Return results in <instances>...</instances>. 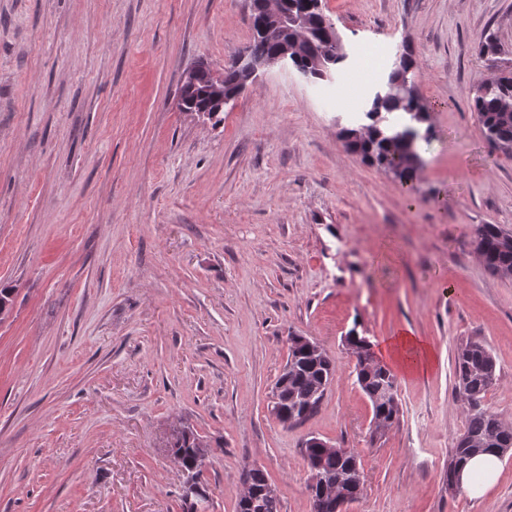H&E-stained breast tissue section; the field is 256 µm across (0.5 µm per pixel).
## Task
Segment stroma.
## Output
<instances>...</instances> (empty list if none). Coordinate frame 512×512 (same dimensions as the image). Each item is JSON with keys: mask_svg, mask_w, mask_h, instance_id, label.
Segmentation results:
<instances>
[{"mask_svg": "<svg viewBox=\"0 0 512 512\" xmlns=\"http://www.w3.org/2000/svg\"><path fill=\"white\" fill-rule=\"evenodd\" d=\"M323 7L349 53L334 78L271 69L213 121L181 111V79L250 45V0H0V512H183L180 428L208 444L205 512H236L251 465L281 512H313L312 436L358 456L349 512H512V451L482 497L445 477L462 342L489 345L486 402L512 424V278L472 244L512 230V158L469 95L512 69V0ZM404 53L433 127L410 193L344 146L362 109L336 102L363 60L365 99ZM353 329H409L436 355L398 373L378 439ZM293 336L336 375L287 425L270 406Z\"/></svg>", "mask_w": 512, "mask_h": 512, "instance_id": "35a3bbf8", "label": "stroma"}]
</instances>
